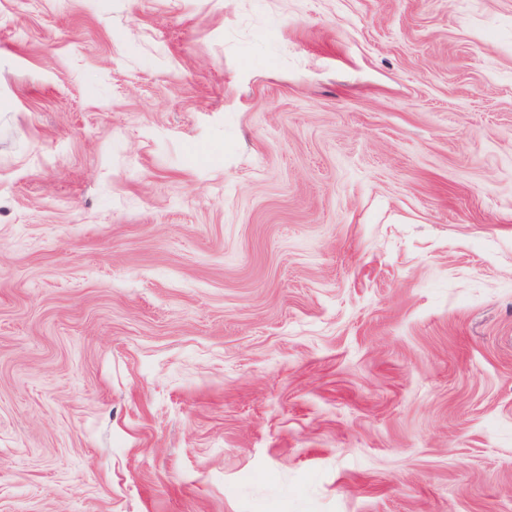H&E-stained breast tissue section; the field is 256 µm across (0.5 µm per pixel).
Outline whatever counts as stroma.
<instances>
[{"instance_id": "obj_1", "label": "stroma", "mask_w": 512, "mask_h": 512, "mask_svg": "<svg viewBox=\"0 0 512 512\" xmlns=\"http://www.w3.org/2000/svg\"><path fill=\"white\" fill-rule=\"evenodd\" d=\"M0 512H512V0H0Z\"/></svg>"}]
</instances>
